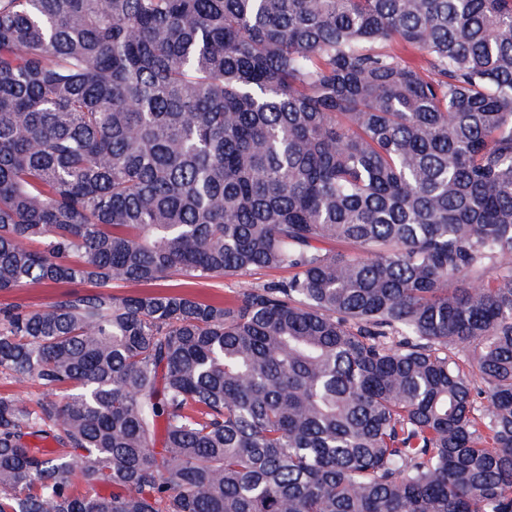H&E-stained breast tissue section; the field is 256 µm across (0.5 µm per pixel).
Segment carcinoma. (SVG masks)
<instances>
[{"label": "carcinoma", "mask_w": 512, "mask_h": 512, "mask_svg": "<svg viewBox=\"0 0 512 512\" xmlns=\"http://www.w3.org/2000/svg\"><path fill=\"white\" fill-rule=\"evenodd\" d=\"M33 283L0 512H512V0H0ZM287 269H260L246 276H228L223 280H198L189 285V288H174L186 290L206 301L221 300L231 297L242 283L259 286L270 281L288 278ZM66 288L44 284H30L9 293L0 292V307L7 304L22 303L29 308L50 304ZM43 390L33 381L16 382L10 376H0V393L12 394L20 400L27 401L35 399L42 394Z\"/></svg>", "instance_id": "1"}]
</instances>
